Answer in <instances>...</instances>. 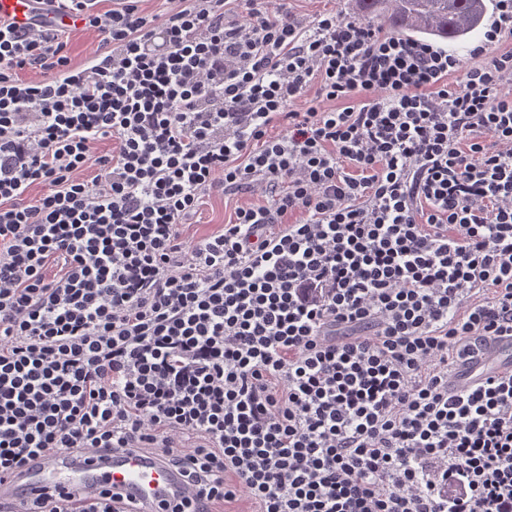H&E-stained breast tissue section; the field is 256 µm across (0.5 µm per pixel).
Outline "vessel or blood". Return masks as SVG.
<instances>
[{"label":"vessel or blood","mask_w":512,"mask_h":512,"mask_svg":"<svg viewBox=\"0 0 512 512\" xmlns=\"http://www.w3.org/2000/svg\"><path fill=\"white\" fill-rule=\"evenodd\" d=\"M512 372V337L484 344L453 375L449 388L467 392L491 374ZM97 491L137 502L141 512H155L163 503H178L186 487L166 455L144 453L134 448L109 449L76 459L65 454L28 458L13 474L0 481V499H35L62 495L73 500Z\"/></svg>","instance_id":"b4317fda"}]
</instances>
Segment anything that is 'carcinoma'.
Returning <instances> with one entry per match:
<instances>
[{
  "mask_svg": "<svg viewBox=\"0 0 512 512\" xmlns=\"http://www.w3.org/2000/svg\"><path fill=\"white\" fill-rule=\"evenodd\" d=\"M488 0H354V13L403 36L470 43L483 29Z\"/></svg>",
  "mask_w": 512,
  "mask_h": 512,
  "instance_id": "cac0c4a2",
  "label": "carcinoma"
}]
</instances>
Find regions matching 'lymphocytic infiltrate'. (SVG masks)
I'll return each instance as SVG.
<instances>
[{
    "mask_svg": "<svg viewBox=\"0 0 512 512\" xmlns=\"http://www.w3.org/2000/svg\"><path fill=\"white\" fill-rule=\"evenodd\" d=\"M99 2L0 20V479L143 448L185 478L170 512H512V373L448 389L512 336V0L464 56L265 0ZM66 17L103 36L87 65ZM250 203L271 204V197L244 191L226 197L218 194L206 196L200 214L192 220L193 223L183 227V237L188 242H195L215 232L220 224H224L233 215L237 206Z\"/></svg>",
    "mask_w": 512,
    "mask_h": 512,
    "instance_id": "f902f5d3",
    "label": "lymphocytic infiltrate"
}]
</instances>
